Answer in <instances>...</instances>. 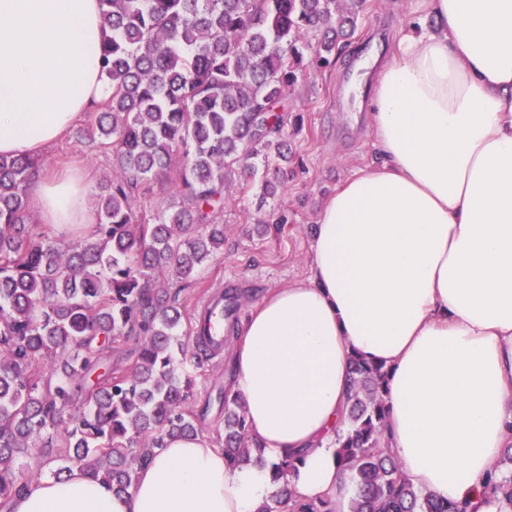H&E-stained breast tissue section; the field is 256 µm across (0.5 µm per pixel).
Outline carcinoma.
Returning <instances> with one entry per match:
<instances>
[{
    "label": "carcinoma",
    "instance_id": "carcinoma-1",
    "mask_svg": "<svg viewBox=\"0 0 512 512\" xmlns=\"http://www.w3.org/2000/svg\"><path fill=\"white\" fill-rule=\"evenodd\" d=\"M112 32L101 48L112 87L95 130L117 175L99 195L100 222L64 249L28 224L40 164L0 156V509L29 484L18 465L32 444L60 478L78 469L127 492L167 440L200 433L196 370L181 340L179 288L224 252L225 169L273 198L270 158L292 161L282 102L310 65L336 61L364 0H100ZM314 36L315 42L307 40ZM177 171L181 202L152 224L134 212L139 185ZM134 340L128 366L113 344ZM340 461L356 489L350 512H466L414 486L386 448V372L353 358ZM224 461L267 468L278 485L258 512H337L301 500L285 480L294 457H264L244 404L226 391ZM74 414L62 426L68 409ZM512 505V477L488 485Z\"/></svg>",
    "mask_w": 512,
    "mask_h": 512
}]
</instances>
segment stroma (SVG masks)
<instances>
[{"mask_svg": "<svg viewBox=\"0 0 512 512\" xmlns=\"http://www.w3.org/2000/svg\"><path fill=\"white\" fill-rule=\"evenodd\" d=\"M421 0H366L354 37L335 65L307 71L284 100L285 125L294 151L288 177L278 195L260 201L257 189L242 190L237 173L224 184V209L216 218L224 226V253L210 262L196 282L179 295L186 317L210 295L215 285L233 278L241 284V311L249 313L270 291L309 273L310 231L324 200L336 185L375 158L374 131L367 112L341 108L343 78L356 59L386 57L401 31L424 20ZM94 115L85 113L70 133L40 154V170L48 173L79 170L89 177L92 220L101 187L113 174L110 149L93 138ZM172 178L145 182L134 202L139 219L148 221L177 202ZM288 221L280 231L257 234V221Z\"/></svg>", "mask_w": 512, "mask_h": 512, "instance_id": "35a3bbf8", "label": "stroma"}]
</instances>
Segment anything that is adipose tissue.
<instances>
[{
  "mask_svg": "<svg viewBox=\"0 0 512 512\" xmlns=\"http://www.w3.org/2000/svg\"><path fill=\"white\" fill-rule=\"evenodd\" d=\"M369 103L380 159L321 206L309 274L261 299L228 386L266 457H295L299 499L350 512L336 454L353 357L384 364L389 450L416 487L512 512L489 483L512 446V0H424ZM99 0H0V155L62 140L112 88ZM65 231L89 218L65 173L32 187ZM268 470L227 467L204 435L173 439L134 487L72 471L30 486L12 512H257Z\"/></svg>",
  "mask_w": 512,
  "mask_h": 512,
  "instance_id": "1",
  "label": "adipose tissue"
}]
</instances>
